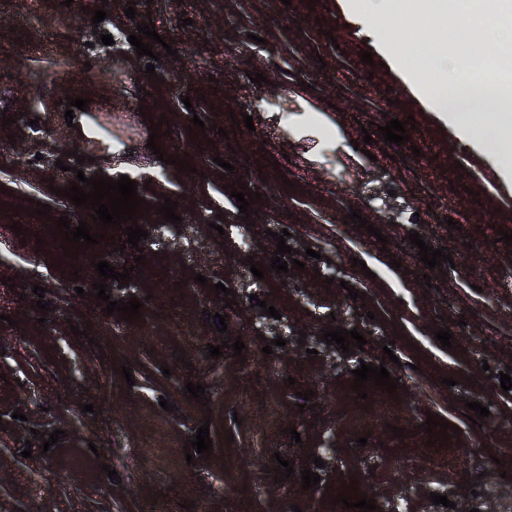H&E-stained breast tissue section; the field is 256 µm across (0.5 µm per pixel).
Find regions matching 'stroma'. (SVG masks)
I'll return each instance as SVG.
<instances>
[{"mask_svg": "<svg viewBox=\"0 0 512 512\" xmlns=\"http://www.w3.org/2000/svg\"><path fill=\"white\" fill-rule=\"evenodd\" d=\"M134 8L135 17L125 16ZM106 9L92 24L90 10ZM191 18L180 26L181 17ZM153 22L165 41L159 62L137 56L133 45L109 51L102 35H131ZM177 57L162 56L163 44ZM371 53L364 64L360 51ZM383 56L340 0H0V111L16 123L0 127V512H343L327 498L357 477L381 512H512V389L500 374L512 366V192L496 187L495 164L464 150L454 131L423 103ZM154 65L163 84L149 81ZM267 81L252 83V73ZM153 95L150 117L139 114ZM193 97L185 107L184 97ZM88 99L86 110L70 99ZM72 119H65V111ZM252 116L253 128H235L230 114ZM206 126L210 145L187 134L192 116ZM166 117L171 132L157 144L188 155L192 172L158 161L146 144L150 118ZM414 117L406 146L378 143L355 150L364 131L387 119ZM110 137L79 139L88 118ZM410 144V145H411ZM235 165L225 172L224 162ZM136 181L151 204L177 201L181 224L153 213L138 219L149 236L139 248L110 252L105 245L79 252L80 280L69 274L58 245L39 246L46 219L90 220L88 209L60 197L77 173ZM260 193L258 215L244 237L218 234L243 215L228 186ZM50 205L49 216L10 212L28 200ZM389 240L347 223L350 210ZM23 226L15 235L13 222ZM457 231H449V222ZM290 233V253L304 270L253 276L246 257L267 261L275 233ZM433 248L448 247L452 262L425 270L408 235ZM319 258L306 256V249ZM144 252L128 286L108 280L112 300L138 297V321L101 312L92 284L93 257L116 268ZM400 267H392L391 259ZM207 284L195 283V275ZM433 290H424V277ZM28 289L19 298L4 281ZM329 288H322L323 279ZM230 288L237 304L224 308L212 287ZM45 288L37 296L33 286ZM365 292L363 303L348 290ZM266 300L279 318L252 306ZM50 303V312L36 306ZM227 312L226 332L209 322ZM454 334L455 349L433 333L438 316ZM265 324L256 335L254 324ZM87 329L80 345L72 326ZM357 329L368 349L322 342L323 331ZM238 338L232 349L208 357L207 345ZM282 338L272 353L265 340ZM395 361H383L384 345ZM385 365L400 390L367 384L366 404L354 403L353 371ZM128 365L134 385L117 368ZM454 378L451 386L443 378ZM201 383L206 403L186 397ZM313 404L298 410L299 393ZM172 403L163 410L162 401ZM487 404L480 428L468 420V402ZM90 412H82V405ZM22 419H15V411ZM461 430L458 441L431 446L427 413ZM208 425L210 458H186L184 445ZM404 439L393 438L392 427ZM62 430L58 447L23 457L33 432ZM233 440H226V433ZM367 437L360 445L359 437ZM333 449L320 482L301 489L310 454ZM253 458L250 468L240 458ZM290 460L289 480L276 482L279 459ZM118 480H110L109 470ZM446 495L455 510L430 502Z\"/></svg>", "mask_w": 512, "mask_h": 512, "instance_id": "stroma-1", "label": "stroma"}]
</instances>
